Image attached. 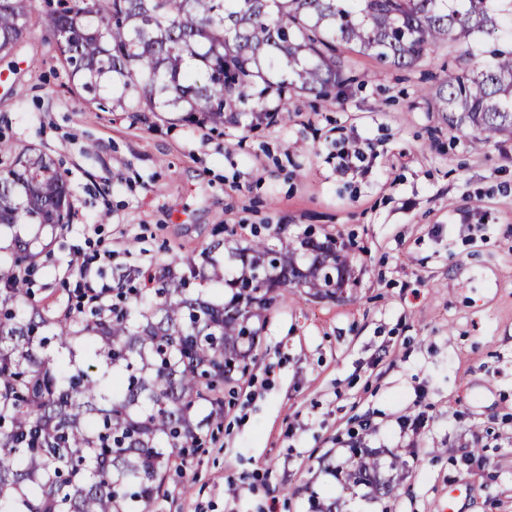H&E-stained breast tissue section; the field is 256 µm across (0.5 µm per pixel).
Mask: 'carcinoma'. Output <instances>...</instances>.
<instances>
[{
    "label": "carcinoma",
    "instance_id": "obj_1",
    "mask_svg": "<svg viewBox=\"0 0 512 512\" xmlns=\"http://www.w3.org/2000/svg\"><path fill=\"white\" fill-rule=\"evenodd\" d=\"M27 14V0H0V53L23 37ZM50 23L89 100L110 90L133 118L177 113L221 130L246 108L255 124L288 121L290 92L331 98L343 81L338 42L410 66L444 41L512 36V0H59ZM489 54L424 90L475 147L512 139V48ZM272 93L277 111H258ZM0 164L1 225L69 224L70 188L49 156H14L0 139ZM238 258L232 279L190 262L187 276L120 292L101 317L35 300L34 255L14 240L0 259V512H152L171 459L200 451L205 428L221 423L220 393L246 374L262 312L296 288L333 298L352 272L348 251L310 236L285 249L258 237ZM192 279L231 295L206 301ZM380 472L369 448L351 449L340 470L347 487L388 497Z\"/></svg>",
    "mask_w": 512,
    "mask_h": 512
}]
</instances>
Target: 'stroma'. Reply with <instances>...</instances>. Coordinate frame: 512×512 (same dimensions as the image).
I'll return each mask as SVG.
<instances>
[{
  "label": "stroma",
  "mask_w": 512,
  "mask_h": 512,
  "mask_svg": "<svg viewBox=\"0 0 512 512\" xmlns=\"http://www.w3.org/2000/svg\"><path fill=\"white\" fill-rule=\"evenodd\" d=\"M0 55V137L55 160L72 191L66 228L31 239L42 304L71 299V258L95 252V288L142 287L172 257L211 255L233 275L253 235L351 248L340 298L295 289L262 316L248 374L204 452L177 461L154 512H512V140L472 148L422 94L488 38L439 43L409 67L340 48L326 103L297 95L288 123L209 127L87 103L60 62L49 14ZM365 150L340 174V150ZM379 451L395 490L337 474Z\"/></svg>",
  "instance_id": "1"
}]
</instances>
